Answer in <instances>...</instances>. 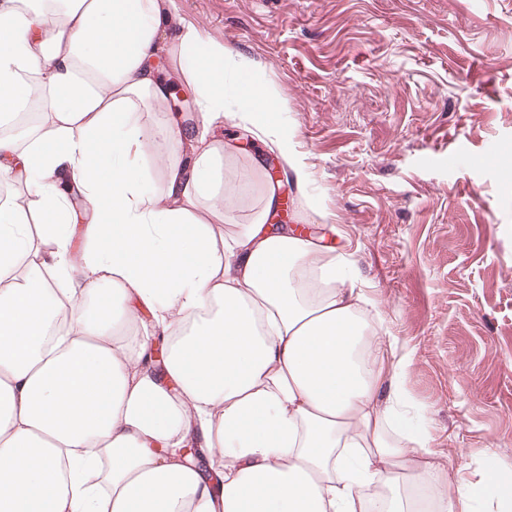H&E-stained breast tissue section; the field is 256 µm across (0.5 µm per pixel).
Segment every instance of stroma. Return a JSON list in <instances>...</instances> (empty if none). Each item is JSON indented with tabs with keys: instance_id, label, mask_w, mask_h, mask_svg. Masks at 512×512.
Segmentation results:
<instances>
[{
	"instance_id": "obj_1",
	"label": "stroma",
	"mask_w": 512,
	"mask_h": 512,
	"mask_svg": "<svg viewBox=\"0 0 512 512\" xmlns=\"http://www.w3.org/2000/svg\"><path fill=\"white\" fill-rule=\"evenodd\" d=\"M284 97L309 183L281 169L289 226L353 261L410 353L451 477L512 470V0H178ZM238 144L233 177L278 153Z\"/></svg>"
}]
</instances>
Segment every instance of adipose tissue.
I'll list each match as a JSON object with an SVG mask.
<instances>
[{
  "mask_svg": "<svg viewBox=\"0 0 512 512\" xmlns=\"http://www.w3.org/2000/svg\"><path fill=\"white\" fill-rule=\"evenodd\" d=\"M162 59L196 108L149 136ZM283 106L176 0H0V512H512L495 455L475 484L436 462L353 263L265 225L276 183L222 231L257 169L225 180L206 130L237 120L302 186ZM262 182V179H257L252 190L247 191V195L241 198V201L236 199L228 204L227 208L232 211V223H223L221 225L224 233L234 234L240 232L245 226L244 224H250L253 220L260 208Z\"/></svg>",
  "mask_w": 512,
  "mask_h": 512,
  "instance_id": "ef3b65f1",
  "label": "adipose tissue"
}]
</instances>
